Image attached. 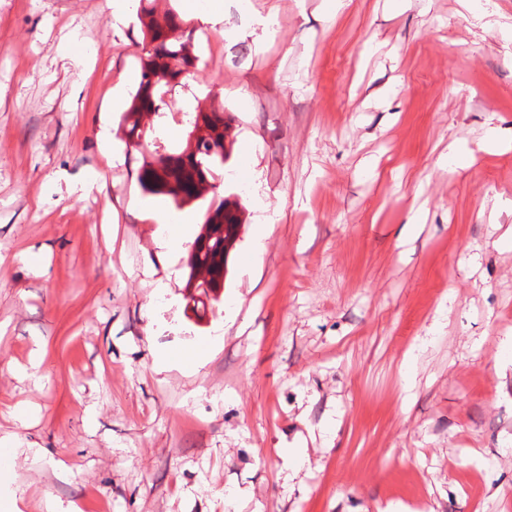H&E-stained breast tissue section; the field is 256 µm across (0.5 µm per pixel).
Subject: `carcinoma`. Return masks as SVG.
<instances>
[{
	"label": "carcinoma",
	"mask_w": 512,
	"mask_h": 512,
	"mask_svg": "<svg viewBox=\"0 0 512 512\" xmlns=\"http://www.w3.org/2000/svg\"><path fill=\"white\" fill-rule=\"evenodd\" d=\"M137 13L144 18L141 42L139 82L125 111L128 136L144 137V115L158 112L165 96L197 69L199 58L191 52L193 30L174 11L159 18L146 0H138ZM224 112L199 111L191 121L189 136L194 143L188 152H171L155 157L143 155L138 170L142 189L164 195L176 205L202 198L204 186L212 189L205 204L203 232L192 244L186 259L189 269L186 287L194 307L205 304L210 294L224 287V265L235 242L239 218L229 202L218 193L219 171L230 158L225 146Z\"/></svg>",
	"instance_id": "cac0c4a2"
}]
</instances>
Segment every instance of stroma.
Masks as SVG:
<instances>
[{"mask_svg":"<svg viewBox=\"0 0 512 512\" xmlns=\"http://www.w3.org/2000/svg\"><path fill=\"white\" fill-rule=\"evenodd\" d=\"M112 2L0 0V437L26 450L0 486L21 512H512V0L195 25L198 71L143 121L173 152L185 109L232 117L242 224L202 316L112 106L142 41ZM210 343L202 342V341H193L182 350H180L177 356H172L166 352H160L157 355V362L160 368L165 367V365L170 362L172 359H177L182 363L195 362L203 359L209 350Z\"/></svg>","mask_w":512,"mask_h":512,"instance_id":"stroma-1","label":"stroma"}]
</instances>
